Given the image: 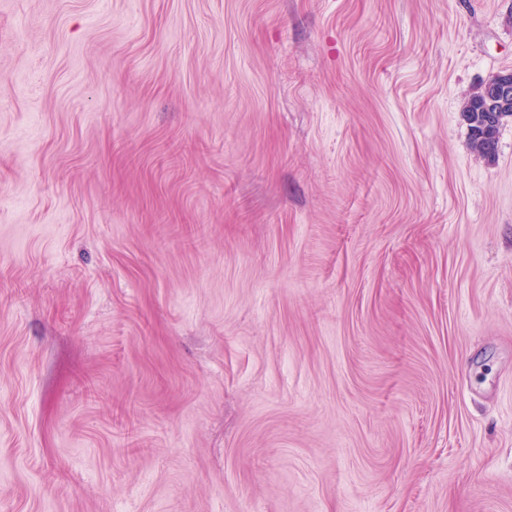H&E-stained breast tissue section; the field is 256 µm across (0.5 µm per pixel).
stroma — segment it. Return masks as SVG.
<instances>
[{
  "mask_svg": "<svg viewBox=\"0 0 512 512\" xmlns=\"http://www.w3.org/2000/svg\"><path fill=\"white\" fill-rule=\"evenodd\" d=\"M512 0H0V512H512ZM484 96L485 112L482 98L479 92H474L467 99L463 113L468 111L467 121L470 139L473 148L484 157H491L496 150L497 135L500 126L505 118L511 117L512 112H507L512 107V72H505L497 75L495 81L489 85L485 84L480 89ZM493 121L497 116L504 115L495 122L487 123L486 118Z\"/></svg>",
  "mask_w": 512,
  "mask_h": 512,
  "instance_id": "1",
  "label": "stroma"
}]
</instances>
